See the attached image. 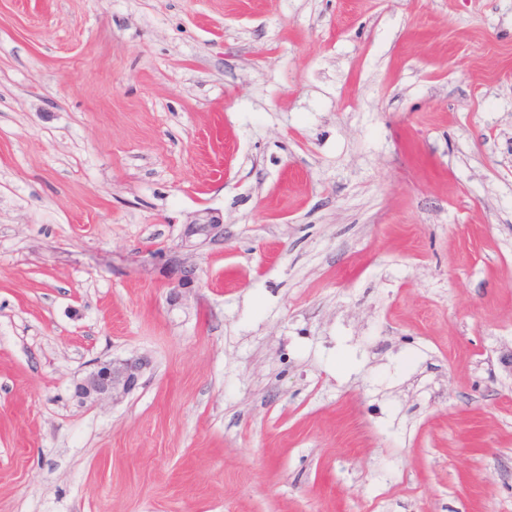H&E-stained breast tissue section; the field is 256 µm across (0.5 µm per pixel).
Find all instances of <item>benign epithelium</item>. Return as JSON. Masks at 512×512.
Returning a JSON list of instances; mask_svg holds the SVG:
<instances>
[{
  "instance_id": "1",
  "label": "benign epithelium",
  "mask_w": 512,
  "mask_h": 512,
  "mask_svg": "<svg viewBox=\"0 0 512 512\" xmlns=\"http://www.w3.org/2000/svg\"><path fill=\"white\" fill-rule=\"evenodd\" d=\"M195 236L204 242L224 237V224L220 216L208 209L199 212L192 223L186 226L184 242L192 243ZM167 281L170 288L169 301L175 304L183 293L195 287L196 269L183 263H174L168 269ZM148 365V358L138 355L99 361L75 383L73 397L81 405H92L128 394L138 386L143 370Z\"/></svg>"
}]
</instances>
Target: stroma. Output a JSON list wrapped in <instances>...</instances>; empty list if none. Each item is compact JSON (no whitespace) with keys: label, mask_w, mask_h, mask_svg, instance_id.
Returning a JSON list of instances; mask_svg holds the SVG:
<instances>
[{"label":"stroma","mask_w":512,"mask_h":512,"mask_svg":"<svg viewBox=\"0 0 512 512\" xmlns=\"http://www.w3.org/2000/svg\"><path fill=\"white\" fill-rule=\"evenodd\" d=\"M0 512H512V0H0ZM194 236L202 238V242L224 239V224L220 216L208 209L199 212L192 223L186 226L185 244H191ZM167 281L170 288L169 301L176 304L183 293L195 287L196 269L184 263H174L168 269ZM149 365L147 357L133 355L99 361L74 385L73 397L81 405L96 404L133 391L143 370Z\"/></svg>","instance_id":"stroma-1"}]
</instances>
